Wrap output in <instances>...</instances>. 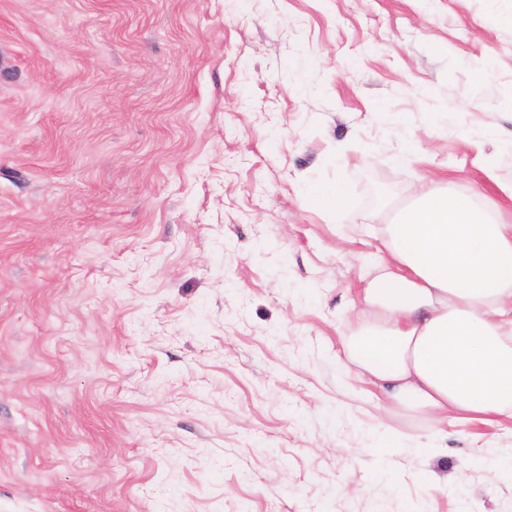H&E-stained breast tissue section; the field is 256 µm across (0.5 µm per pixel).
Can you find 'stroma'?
I'll return each instance as SVG.
<instances>
[{
  "label": "stroma",
  "instance_id": "obj_1",
  "mask_svg": "<svg viewBox=\"0 0 512 512\" xmlns=\"http://www.w3.org/2000/svg\"><path fill=\"white\" fill-rule=\"evenodd\" d=\"M511 16L0 0V512H512L511 421L431 440L346 354L413 186H512ZM307 207L316 210L340 209L348 204L343 190L335 184L319 183L310 185L304 195Z\"/></svg>",
  "mask_w": 512,
  "mask_h": 512
}]
</instances>
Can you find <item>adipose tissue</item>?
<instances>
[{"label":"adipose tissue","mask_w":512,"mask_h":512,"mask_svg":"<svg viewBox=\"0 0 512 512\" xmlns=\"http://www.w3.org/2000/svg\"><path fill=\"white\" fill-rule=\"evenodd\" d=\"M386 231L348 342L362 381L437 436L451 420H512V224L424 182Z\"/></svg>","instance_id":"adipose-tissue-1"}]
</instances>
